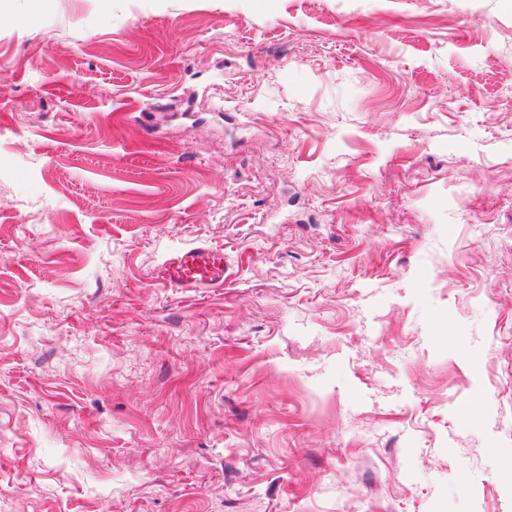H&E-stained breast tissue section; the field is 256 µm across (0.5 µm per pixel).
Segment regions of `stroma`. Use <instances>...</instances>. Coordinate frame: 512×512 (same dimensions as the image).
<instances>
[{
    "instance_id": "35a3bbf8",
    "label": "stroma",
    "mask_w": 512,
    "mask_h": 512,
    "mask_svg": "<svg viewBox=\"0 0 512 512\" xmlns=\"http://www.w3.org/2000/svg\"><path fill=\"white\" fill-rule=\"evenodd\" d=\"M0 504L512 512V0H6ZM224 250L208 244L174 250L155 270L154 277L186 295L206 293L224 285Z\"/></svg>"
}]
</instances>
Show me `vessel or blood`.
<instances>
[{
    "label": "vessel or blood",
    "instance_id": "obj_1",
    "mask_svg": "<svg viewBox=\"0 0 512 512\" xmlns=\"http://www.w3.org/2000/svg\"><path fill=\"white\" fill-rule=\"evenodd\" d=\"M223 249L200 244L174 250L155 270L157 281L186 295H198L224 285Z\"/></svg>",
    "mask_w": 512,
    "mask_h": 512
}]
</instances>
